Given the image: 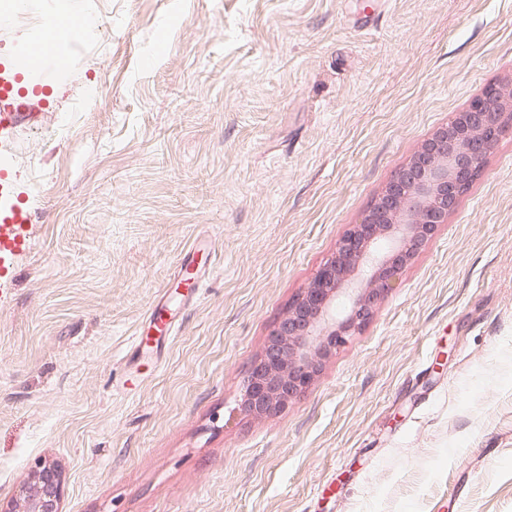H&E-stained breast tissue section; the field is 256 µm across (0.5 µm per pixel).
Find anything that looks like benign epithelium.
Masks as SVG:
<instances>
[{
  "label": "benign epithelium",
  "instance_id": "1",
  "mask_svg": "<svg viewBox=\"0 0 512 512\" xmlns=\"http://www.w3.org/2000/svg\"><path fill=\"white\" fill-rule=\"evenodd\" d=\"M511 130L512 76L486 86L415 148L277 322L244 381L241 413L275 415L313 384L447 223L490 151ZM64 493L62 465L40 460L18 496L0 498V512H64Z\"/></svg>",
  "mask_w": 512,
  "mask_h": 512
}]
</instances>
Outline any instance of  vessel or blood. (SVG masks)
<instances>
[{
  "label": "vessel or blood",
  "mask_w": 512,
  "mask_h": 512,
  "mask_svg": "<svg viewBox=\"0 0 512 512\" xmlns=\"http://www.w3.org/2000/svg\"><path fill=\"white\" fill-rule=\"evenodd\" d=\"M17 69L0 70V166L13 152L18 127L29 118L7 103ZM31 218L24 195L0 185V296L11 288L15 266L29 248Z\"/></svg>",
  "instance_id": "b4317fda"
}]
</instances>
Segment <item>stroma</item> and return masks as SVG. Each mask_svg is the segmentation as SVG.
I'll return each instance as SVG.
<instances>
[{"label":"stroma","mask_w":512,"mask_h":512,"mask_svg":"<svg viewBox=\"0 0 512 512\" xmlns=\"http://www.w3.org/2000/svg\"><path fill=\"white\" fill-rule=\"evenodd\" d=\"M5 173L0 497L64 512H512V133L268 418L247 371L415 146L512 74V0H81ZM31 218L24 195L0 185V297L12 288L15 266L29 249ZM65 475L54 460H40L31 468L21 492L2 499L0 512H64Z\"/></svg>","instance_id":"stroma-1"}]
</instances>
